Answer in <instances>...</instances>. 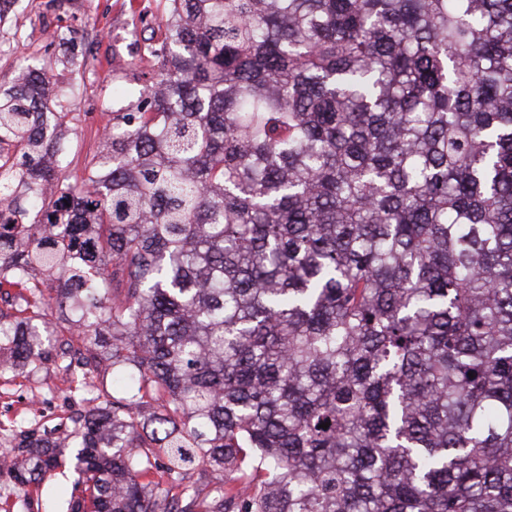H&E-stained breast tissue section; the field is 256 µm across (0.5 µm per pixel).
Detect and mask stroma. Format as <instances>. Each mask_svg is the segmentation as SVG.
Segmentation results:
<instances>
[{
  "label": "stroma",
  "mask_w": 512,
  "mask_h": 512,
  "mask_svg": "<svg viewBox=\"0 0 512 512\" xmlns=\"http://www.w3.org/2000/svg\"><path fill=\"white\" fill-rule=\"evenodd\" d=\"M164 0H15L0 18V87L10 86L23 68L50 66L63 88L61 97L47 101L62 113L59 179L79 186L87 179L113 111L127 106L116 98L119 88L138 89L142 75L157 72L148 51L161 40ZM69 387L68 374L48 360L34 373L0 376V391L13 394L0 408V424L27 419L35 404L54 399ZM69 456L42 477V495L11 496L8 475H0V494L8 496L11 512H67L66 501L81 497Z\"/></svg>",
  "instance_id": "stroma-1"
}]
</instances>
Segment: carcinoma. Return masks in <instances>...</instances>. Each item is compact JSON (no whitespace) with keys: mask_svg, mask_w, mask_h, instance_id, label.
Segmentation results:
<instances>
[{"mask_svg":"<svg viewBox=\"0 0 512 512\" xmlns=\"http://www.w3.org/2000/svg\"><path fill=\"white\" fill-rule=\"evenodd\" d=\"M164 11L112 169L22 214V249L0 217V289L31 312L0 309V370L49 357L41 270L81 306L56 357L86 404L68 446L13 421L12 493L69 449L73 512H512V0ZM48 82L0 92L40 180ZM160 459L264 478L170 508Z\"/></svg>","mask_w":512,"mask_h":512,"instance_id":"carcinoma-1","label":"carcinoma"}]
</instances>
